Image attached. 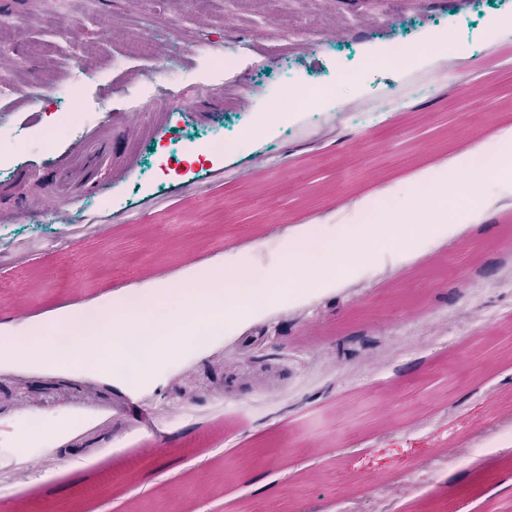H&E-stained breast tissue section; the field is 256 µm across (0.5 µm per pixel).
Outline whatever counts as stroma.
<instances>
[{"mask_svg":"<svg viewBox=\"0 0 512 512\" xmlns=\"http://www.w3.org/2000/svg\"><path fill=\"white\" fill-rule=\"evenodd\" d=\"M178 20L188 51L158 75L169 38L140 37ZM336 38H327V31ZM448 35L482 61L486 87L506 102L456 112L464 78L414 95L391 112L345 113L321 138L315 104L253 129L286 78L317 89L352 79L366 99L406 79L394 66L369 68L364 52L392 41L417 45ZM251 47L261 68L213 69L210 46ZM95 76L73 86L76 60ZM512 0H0V76L39 83L43 108L18 103L0 122V248L56 236L89 206L105 231L64 251L44 250L24 270L0 266V323L57 321L113 304L123 287L154 290L193 278L202 263L236 261L260 244L278 257V235L320 217L340 221L351 197L398 196L407 176L469 149L490 146L512 123ZM148 99L135 129L134 97ZM110 118L81 122L52 142L67 98ZM223 137L224 156H193V139ZM387 143L388 152L378 150ZM496 212L461 214L413 242L398 269L361 274L356 287L323 290L301 307L266 318L231 345L160 353L128 379L75 361L16 370L0 349V444L20 446L22 468L0 488V512H143L168 499L173 512H338L346 491L371 494L373 478L412 486L401 512H484L512 497V464L478 458L429 479L418 468L454 449L486 418L488 390L512 392V361H490L489 327L512 318V196L479 185ZM54 195L55 212L40 197ZM25 208L30 219H13ZM478 277L484 296L468 284ZM37 409L45 464L21 447L16 419ZM119 481L97 473L127 458Z\"/></svg>","mask_w":512,"mask_h":512,"instance_id":"35a3bbf8","label":"stroma"}]
</instances>
